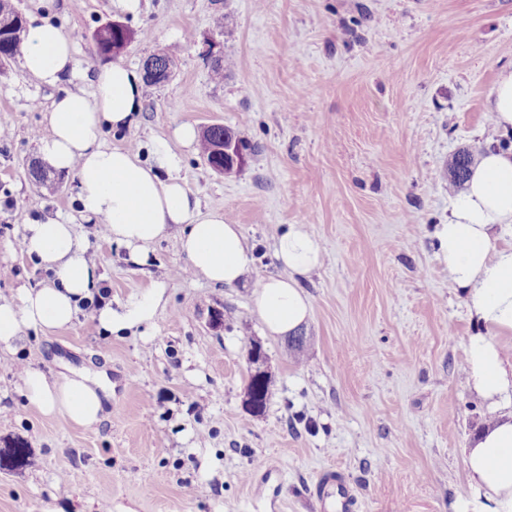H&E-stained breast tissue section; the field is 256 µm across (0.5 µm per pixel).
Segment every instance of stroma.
Instances as JSON below:
<instances>
[{
    "mask_svg": "<svg viewBox=\"0 0 512 512\" xmlns=\"http://www.w3.org/2000/svg\"><path fill=\"white\" fill-rule=\"evenodd\" d=\"M74 43L72 89L90 91L93 31L135 30L126 64L166 54L171 79L147 85L138 127L104 137L146 145L182 123H220L250 144L243 167L214 172L184 149L188 188L239 224L254 263L234 287L180 277L174 235L148 272L91 234L88 251L112 302L165 282L168 304L141 333L103 339L89 311L0 352V448L26 442L30 463L0 470V512H321L313 491L340 472L360 512H451L469 500L463 451L493 418L464 374L475 325L437 256L436 225L460 194L448 164L512 147L489 112L512 68V0H16ZM224 65L223 81L211 67ZM55 89L20 61L0 68V298L49 279L22 250L24 227L76 220V178L29 174ZM304 224L325 248L305 283L307 361L254 311L257 282L280 274L274 243ZM224 324L212 328V314ZM260 342L273 378L263 416L244 405L247 352ZM90 369L112 381L110 414L83 427L31 408L15 366Z\"/></svg>",
    "mask_w": 512,
    "mask_h": 512,
    "instance_id": "1",
    "label": "stroma"
}]
</instances>
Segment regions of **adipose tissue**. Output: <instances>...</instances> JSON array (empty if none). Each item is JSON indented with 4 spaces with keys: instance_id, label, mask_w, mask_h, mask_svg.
Listing matches in <instances>:
<instances>
[{
    "instance_id": "obj_1",
    "label": "adipose tissue",
    "mask_w": 512,
    "mask_h": 512,
    "mask_svg": "<svg viewBox=\"0 0 512 512\" xmlns=\"http://www.w3.org/2000/svg\"><path fill=\"white\" fill-rule=\"evenodd\" d=\"M21 67L57 91L46 115L47 132L37 142L40 158L77 177L80 216L104 224L106 238L126 249L128 263L146 266L151 245L175 227L194 274L216 286L241 281L253 258L240 226L228 223L223 209L203 206L180 176L181 151L196 142L195 127L183 123L168 137L153 139L145 160L103 140L105 132L139 123L144 83L136 69L118 60L92 74V94L69 89L76 76L72 43L60 28L38 18L25 30ZM504 224H512V150L490 148L434 235L448 279L480 327L468 338L467 382L494 404L512 400V353L493 340L512 335V249L494 245ZM22 247L52 279L39 287L20 286L14 300L0 302V347L7 351L25 331L48 333L70 325L80 302L93 300L103 281L85 256L87 244L75 224L26 225ZM274 258L283 272L263 278L253 302L267 330L285 335L309 317L303 282L322 266L324 247L305 225L293 224L278 237ZM165 294V284L156 282L119 307L104 303L94 312L100 331L117 336L150 326L166 305ZM23 383L29 406L80 426L103 421L112 390L102 372L50 377L30 367ZM465 463L473 496L461 503L462 512H512V415L480 433L466 449Z\"/></svg>"
}]
</instances>
